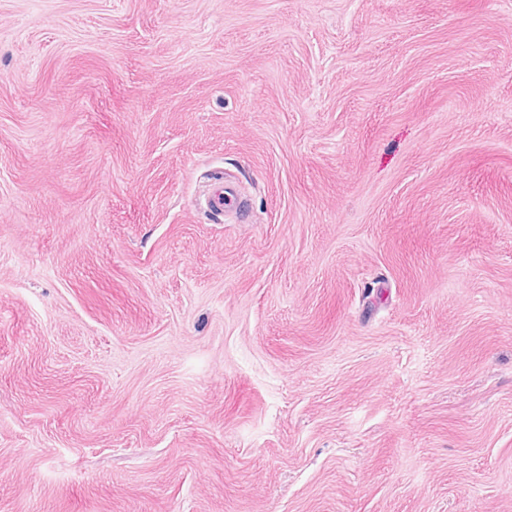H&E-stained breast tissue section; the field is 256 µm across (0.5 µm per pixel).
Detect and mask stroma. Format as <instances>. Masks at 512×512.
<instances>
[{
	"label": "stroma",
	"instance_id": "35a3bbf8",
	"mask_svg": "<svg viewBox=\"0 0 512 512\" xmlns=\"http://www.w3.org/2000/svg\"><path fill=\"white\" fill-rule=\"evenodd\" d=\"M0 512H512V0H0ZM239 195L237 188L231 183L220 182L205 197L208 210L216 214L230 213L235 208Z\"/></svg>",
	"mask_w": 512,
	"mask_h": 512
}]
</instances>
